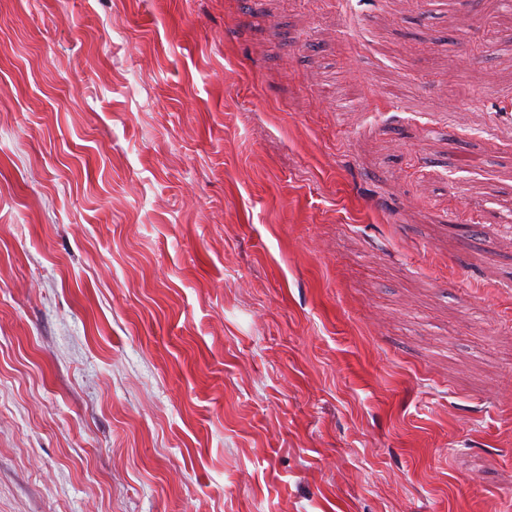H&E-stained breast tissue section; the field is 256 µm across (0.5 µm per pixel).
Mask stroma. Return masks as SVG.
Masks as SVG:
<instances>
[{"instance_id":"35a3bbf8","label":"stroma","mask_w":512,"mask_h":512,"mask_svg":"<svg viewBox=\"0 0 512 512\" xmlns=\"http://www.w3.org/2000/svg\"><path fill=\"white\" fill-rule=\"evenodd\" d=\"M511 37L0 0V512H502Z\"/></svg>"}]
</instances>
